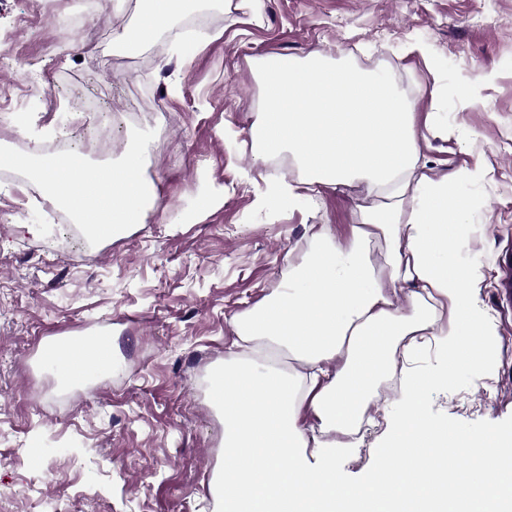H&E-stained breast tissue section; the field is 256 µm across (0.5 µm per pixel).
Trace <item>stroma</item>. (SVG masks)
Segmentation results:
<instances>
[{"instance_id": "obj_1", "label": "stroma", "mask_w": 512, "mask_h": 512, "mask_svg": "<svg viewBox=\"0 0 512 512\" xmlns=\"http://www.w3.org/2000/svg\"><path fill=\"white\" fill-rule=\"evenodd\" d=\"M41 0H0V154L17 143L77 140L111 123L119 160L150 141L146 172L161 207L145 223L73 249L67 224L29 205L0 177V512H216L211 484L224 450V415L211 400L233 353V319L269 297L323 224L342 243L370 200L359 188L325 193L319 209L265 206L266 179L296 181L289 154L255 161L247 135L264 108L256 76L271 52L321 50L337 63L386 71L417 112L424 160L437 171L479 167L474 228L463 254L481 276L476 305L492 324L483 354L446 375L448 349L424 337L396 350L402 376H431L423 411L439 427L512 436V0H264L260 18L216 7L197 31L150 43L120 64L113 41L137 0H98L83 19L85 49L66 27L22 16ZM425 54L412 52L414 44ZM436 68H429L428 60ZM443 116L439 129L424 120ZM218 195L199 211L201 196ZM113 336L114 367L62 386L42 362L58 336ZM402 391L376 383L350 455L327 460L359 483L387 450Z\"/></svg>"}]
</instances>
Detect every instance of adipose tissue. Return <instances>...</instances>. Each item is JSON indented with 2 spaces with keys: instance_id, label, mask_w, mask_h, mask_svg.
Here are the masks:
<instances>
[{
  "instance_id": "obj_1",
  "label": "adipose tissue",
  "mask_w": 512,
  "mask_h": 512,
  "mask_svg": "<svg viewBox=\"0 0 512 512\" xmlns=\"http://www.w3.org/2000/svg\"><path fill=\"white\" fill-rule=\"evenodd\" d=\"M187 3L139 0L138 19L116 36L117 47L132 54L168 34ZM257 76L266 106L248 129L252 153L263 163L289 152L300 172L297 183L269 184L271 208L294 210L355 184L375 202L362 208L349 245L310 225V249L287 280L234 320V348L284 349L304 371L291 378L252 360L215 386L224 410V512H452L458 501L470 512H512V484L502 483L512 474V440L492 429L445 433L416 402L403 408L370 480L344 485L335 469L306 461L311 446L352 450L349 435L396 349L441 337L452 373L479 356L490 320L473 303L480 278L461 251L473 212L468 187L479 172H433L421 156L415 109L380 71L338 66L315 51L267 54ZM17 164L50 201L102 235L143 223L159 207L140 148L116 166L90 163L78 151ZM88 173L105 193L74 192ZM374 240L385 249L380 266L368 253ZM403 293L407 314L394 307Z\"/></svg>"
}]
</instances>
